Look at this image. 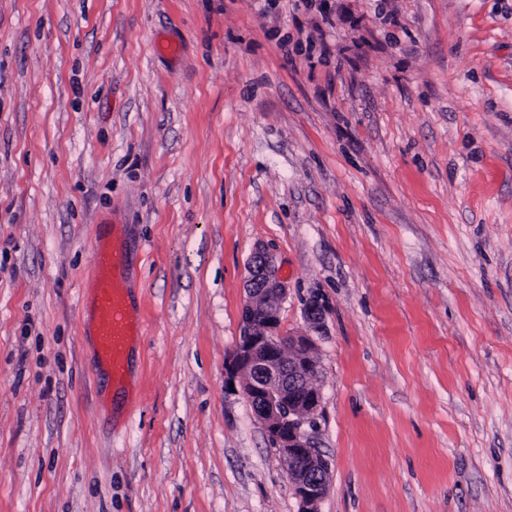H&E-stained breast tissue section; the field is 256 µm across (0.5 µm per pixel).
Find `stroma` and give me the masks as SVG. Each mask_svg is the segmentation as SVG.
Here are the masks:
<instances>
[{"label": "stroma", "mask_w": 512, "mask_h": 512, "mask_svg": "<svg viewBox=\"0 0 512 512\" xmlns=\"http://www.w3.org/2000/svg\"><path fill=\"white\" fill-rule=\"evenodd\" d=\"M259 245L322 306L320 512H512V0H0V512H298L224 370ZM90 303L98 364L121 389L127 381V359L133 344L145 334L128 291L122 239L112 228L95 238Z\"/></svg>", "instance_id": "stroma-1"}]
</instances>
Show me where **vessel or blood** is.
Masks as SVG:
<instances>
[{
  "label": "vessel or blood",
  "mask_w": 512,
  "mask_h": 512,
  "mask_svg": "<svg viewBox=\"0 0 512 512\" xmlns=\"http://www.w3.org/2000/svg\"><path fill=\"white\" fill-rule=\"evenodd\" d=\"M93 282L90 303L98 364L115 388L127 381V359L133 344L145 333L128 291L122 240L112 232L99 234L92 251Z\"/></svg>",
  "instance_id": "vessel-or-blood-1"
}]
</instances>
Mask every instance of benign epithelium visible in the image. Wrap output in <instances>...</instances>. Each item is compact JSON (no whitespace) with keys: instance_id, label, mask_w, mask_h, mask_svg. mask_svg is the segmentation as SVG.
Wrapping results in <instances>:
<instances>
[{"instance_id":"1","label":"benign epithelium","mask_w":512,"mask_h":512,"mask_svg":"<svg viewBox=\"0 0 512 512\" xmlns=\"http://www.w3.org/2000/svg\"><path fill=\"white\" fill-rule=\"evenodd\" d=\"M244 281L239 339L227 355V380L239 384L279 457L288 462V482L299 512H319L331 467L316 450V420L322 395L312 378L318 357L308 334L281 331L280 309L288 288L274 256L262 246L252 252Z\"/></svg>"}]
</instances>
